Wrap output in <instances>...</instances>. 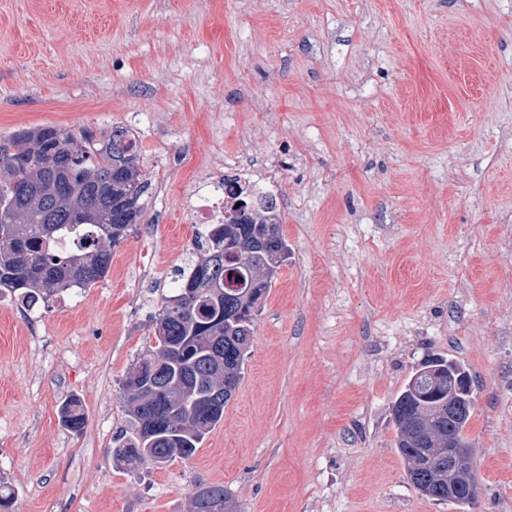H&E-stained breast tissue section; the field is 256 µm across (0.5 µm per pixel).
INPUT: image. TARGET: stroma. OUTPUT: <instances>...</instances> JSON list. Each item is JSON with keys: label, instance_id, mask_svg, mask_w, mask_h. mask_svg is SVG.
<instances>
[{"label": "stroma", "instance_id": "obj_1", "mask_svg": "<svg viewBox=\"0 0 512 512\" xmlns=\"http://www.w3.org/2000/svg\"><path fill=\"white\" fill-rule=\"evenodd\" d=\"M131 122L149 190L107 275L0 294L11 512H188L200 483L241 512H512V0H0V136ZM210 169L276 177L289 256L223 420L129 468L122 382ZM429 354L475 382L470 507L420 496L394 447ZM61 425L69 431H81L85 424V412L80 400L71 397L60 409Z\"/></svg>", "mask_w": 512, "mask_h": 512}]
</instances>
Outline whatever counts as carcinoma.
<instances>
[{
  "label": "carcinoma",
  "mask_w": 512,
  "mask_h": 512,
  "mask_svg": "<svg viewBox=\"0 0 512 512\" xmlns=\"http://www.w3.org/2000/svg\"><path fill=\"white\" fill-rule=\"evenodd\" d=\"M138 146L115 128L105 141L84 131L45 125L0 136V288L22 291V301L49 299L73 287L89 288L107 274L112 249L143 209L147 189ZM224 207V236L216 225L197 236L195 252L173 280L155 321V345L122 382L132 435L114 457L127 466L164 468L191 457L224 417L238 387L257 316L277 270L288 260L279 211L252 189L235 186ZM75 235L77 246L58 251ZM179 304V312L170 308ZM467 369L442 356L425 358L392 405L394 446L407 479L428 499L448 501V443L468 447L465 430L448 414V401L474 404L473 393L448 392ZM178 435L152 441V411ZM61 425L85 424L80 400L60 409ZM191 512H239L222 484L200 483Z\"/></svg>",
  "instance_id": "1"
}]
</instances>
